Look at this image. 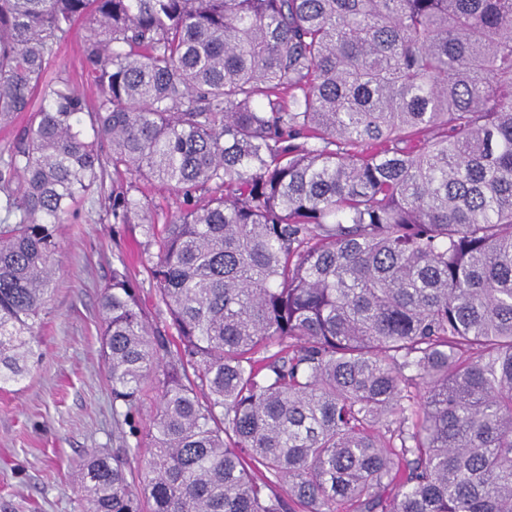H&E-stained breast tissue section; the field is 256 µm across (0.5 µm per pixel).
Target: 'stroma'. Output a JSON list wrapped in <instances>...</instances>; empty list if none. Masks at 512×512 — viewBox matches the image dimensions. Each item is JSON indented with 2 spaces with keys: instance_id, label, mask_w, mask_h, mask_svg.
I'll list each match as a JSON object with an SVG mask.
<instances>
[{
  "instance_id": "35a3bbf8",
  "label": "stroma",
  "mask_w": 512,
  "mask_h": 512,
  "mask_svg": "<svg viewBox=\"0 0 512 512\" xmlns=\"http://www.w3.org/2000/svg\"><path fill=\"white\" fill-rule=\"evenodd\" d=\"M86 27L83 20L73 25L51 68L92 99L97 86L83 55ZM132 194L156 224L178 212L177 194L160 185L141 183ZM58 234L56 291L41 316L40 356L28 375L0 388V512H81L73 460L126 445L129 428L112 415L98 312L99 293L118 261L140 283L153 320L168 319L149 287L142 225L113 223L104 202L76 206Z\"/></svg>"
}]
</instances>
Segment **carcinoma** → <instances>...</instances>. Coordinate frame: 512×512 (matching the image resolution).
Wrapping results in <instances>:
<instances>
[{
	"label": "carcinoma",
	"instance_id": "carcinoma-1",
	"mask_svg": "<svg viewBox=\"0 0 512 512\" xmlns=\"http://www.w3.org/2000/svg\"><path fill=\"white\" fill-rule=\"evenodd\" d=\"M80 18L92 106L46 81ZM24 112L0 386L107 171L182 198L158 226L112 191L169 323L112 269V413L159 406L73 462L84 512H512V0H0V127Z\"/></svg>",
	"mask_w": 512,
	"mask_h": 512
}]
</instances>
